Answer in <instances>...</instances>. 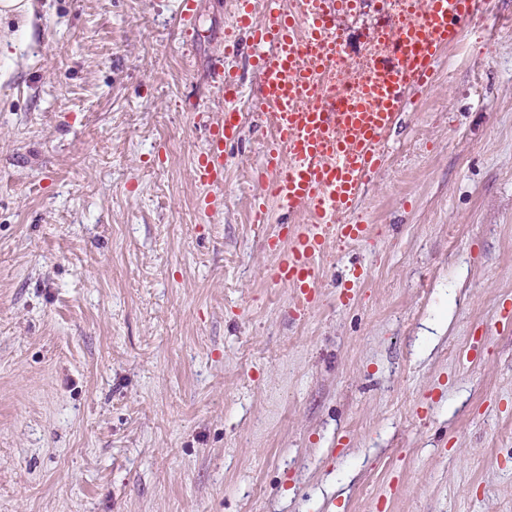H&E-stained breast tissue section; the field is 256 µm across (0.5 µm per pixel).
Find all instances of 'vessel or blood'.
Listing matches in <instances>:
<instances>
[{
    "label": "vessel or blood",
    "instance_id": "b4317fda",
    "mask_svg": "<svg viewBox=\"0 0 512 512\" xmlns=\"http://www.w3.org/2000/svg\"><path fill=\"white\" fill-rule=\"evenodd\" d=\"M361 3L293 0L286 12L281 0H263V19L256 24L254 0H238V21L259 51L262 97L274 130L261 175L268 195L255 200L253 221L267 222L271 201L289 215L268 243L275 253L269 277L292 288L303 313L316 302L320 263L333 244L363 243L372 234L355 210L381 166L384 141L409 92L427 90L448 48L489 12L488 0H399L397 9L384 13L388 35L381 55L352 80L351 91L339 93L325 81L337 51L347 48L338 19ZM221 78L229 106L210 127L194 168L195 180L208 186L223 184L224 142L241 121L232 106L239 94L236 77L225 72ZM300 207L306 220L294 218Z\"/></svg>",
    "mask_w": 512,
    "mask_h": 512
}]
</instances>
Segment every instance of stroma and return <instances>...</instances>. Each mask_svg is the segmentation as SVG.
Masks as SVG:
<instances>
[{"label":"stroma","mask_w":512,"mask_h":512,"mask_svg":"<svg viewBox=\"0 0 512 512\" xmlns=\"http://www.w3.org/2000/svg\"><path fill=\"white\" fill-rule=\"evenodd\" d=\"M179 2L0 6V512H512V0L390 131L305 316L252 221L250 31ZM240 121V112L235 107H227L221 121L210 127L207 147L194 168L197 182L208 186L224 183V139H230L237 133Z\"/></svg>","instance_id":"35a3bbf8"}]
</instances>
